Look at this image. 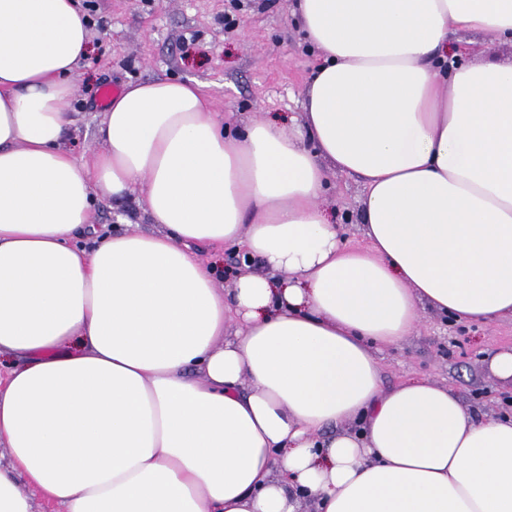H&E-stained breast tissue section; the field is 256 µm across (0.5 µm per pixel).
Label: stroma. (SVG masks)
<instances>
[{"label":"stroma","mask_w":512,"mask_h":512,"mask_svg":"<svg viewBox=\"0 0 512 512\" xmlns=\"http://www.w3.org/2000/svg\"><path fill=\"white\" fill-rule=\"evenodd\" d=\"M294 0H80L89 17L93 53L74 73V108L79 132L70 144L76 155L91 158L101 144L95 129L103 85L124 86L152 77L193 78L208 87L219 112L288 119L302 110L308 80L316 64L293 14ZM235 27L226 30V19ZM364 190L352 177L333 171L322 206L344 224L348 240L362 242L358 221ZM152 224L143 204L115 203L101 197L91 221L116 229ZM512 347V316L493 323L457 324L422 313L417 328L399 348L381 349L384 388L418 376L453 387L476 414L503 411L512 385L489 371L485 356Z\"/></svg>","instance_id":"35a3bbf8"}]
</instances>
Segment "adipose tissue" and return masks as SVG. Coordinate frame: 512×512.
Segmentation results:
<instances>
[{"mask_svg":"<svg viewBox=\"0 0 512 512\" xmlns=\"http://www.w3.org/2000/svg\"><path fill=\"white\" fill-rule=\"evenodd\" d=\"M321 53L299 121L232 120L194 79L114 96L79 158L78 0H0V512H512V416L383 390L422 312L512 314V0H296ZM364 188V245L320 205ZM143 202L107 233L93 198ZM264 273L217 287L194 251Z\"/></svg>","mask_w":512,"mask_h":512,"instance_id":"ef3b65f1","label":"adipose tissue"}]
</instances>
